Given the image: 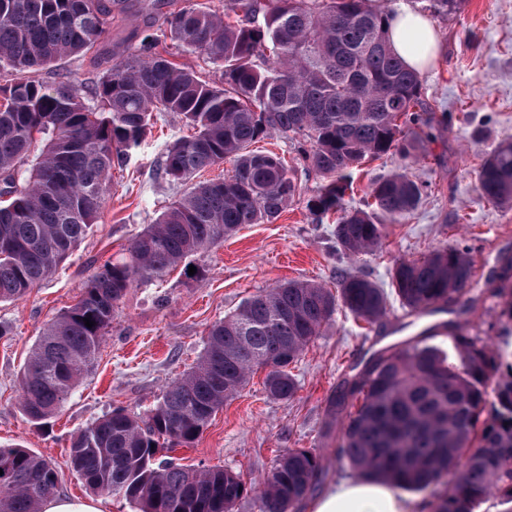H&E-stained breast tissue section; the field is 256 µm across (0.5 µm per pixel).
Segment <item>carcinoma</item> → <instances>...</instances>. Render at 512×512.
Instances as JSON below:
<instances>
[{"mask_svg":"<svg viewBox=\"0 0 512 512\" xmlns=\"http://www.w3.org/2000/svg\"><path fill=\"white\" fill-rule=\"evenodd\" d=\"M125 0H0V302L19 300L51 276L99 218L112 170L164 112L193 135L170 144L162 175L186 190L132 240L127 255L84 281L73 306L48 324L21 377V407L41 423L57 413L92 365L126 292L163 276L245 224L276 220L301 189L293 169L252 145L277 135L294 145L303 170L322 180L306 203L316 220L334 214L340 252H375L385 222L412 214L427 185L406 173L371 182L370 210L349 208L355 170L390 153L415 161L431 136L420 72L388 38L390 8L369 0H224L185 5L118 62L97 47ZM447 18L461 0H422ZM167 36L202 55L220 81H206L151 52ZM92 53L109 64L92 86L36 73ZM225 162L232 175L195 181ZM492 204L512 208V141L477 172ZM470 252L433 248L400 260L389 286L402 307L434 312L468 292ZM373 325L389 312L375 282L345 272L336 289L311 281L273 285L213 324L196 364L172 381L146 414L116 408L71 439L72 465L92 489L122 496L138 512H236L255 492L262 512H297L326 474L323 458L290 449L260 487L227 469L195 467L157 454L190 445L224 402L262 370L267 395L292 400V366L338 308ZM95 325L88 328L84 319ZM283 349L272 365L266 354ZM499 377L488 392L490 377ZM344 419L336 456L357 475L427 492L430 512H479L494 498L512 512V341L492 346L448 325V350L412 341L373 356L329 400ZM0 512H40L56 492L50 462L22 447L0 448Z\"/></svg>","mask_w":512,"mask_h":512,"instance_id":"1","label":"carcinoma"}]
</instances>
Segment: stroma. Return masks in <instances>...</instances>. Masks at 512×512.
Masks as SVG:
<instances>
[{"instance_id": "35a3bbf8", "label": "stroma", "mask_w": 512, "mask_h": 512, "mask_svg": "<svg viewBox=\"0 0 512 512\" xmlns=\"http://www.w3.org/2000/svg\"><path fill=\"white\" fill-rule=\"evenodd\" d=\"M145 7L144 0H128L117 17L105 39L114 56L125 53L131 33L146 23ZM434 25L444 57L426 71L423 99L435 117L449 115V126L433 129L420 161L389 155L367 163L346 196L349 207H366L371 180L396 171L428 183L414 213L387 223L376 254L352 261L340 253L331 219L315 222L306 209L318 179L299 175L301 195L277 220L244 225L163 279L129 289L82 384L47 424L31 423L20 406L19 382L42 329L76 302L93 271L121 257L133 236L183 192L157 168L166 147L189 130L174 114L155 119L127 167L113 171L100 218L72 255L24 298L0 303V448L32 450L55 464L59 494L92 498L70 465L72 436L113 408L141 414L152 407L196 363L209 327L258 290L292 280L332 288L344 270L360 271L385 288L396 261L422 258L443 245L469 247L476 261L472 286L447 312L419 317L394 297L387 317L370 327L337 312L296 364L293 400L270 398L262 374H255L193 444L175 451L185 463L224 467L258 483L284 451L309 449L326 461L318 486L324 492L355 476L336 457L340 427L330 422L328 400L366 351L402 344L445 321L498 343L505 334L503 301L492 290L512 263V209L483 196L477 171L500 142L512 140V0H463L456 15Z\"/></svg>"}]
</instances>
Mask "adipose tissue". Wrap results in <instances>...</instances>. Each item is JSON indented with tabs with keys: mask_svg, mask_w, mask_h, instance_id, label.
<instances>
[{
	"mask_svg": "<svg viewBox=\"0 0 512 512\" xmlns=\"http://www.w3.org/2000/svg\"><path fill=\"white\" fill-rule=\"evenodd\" d=\"M392 47L412 68L427 66V54L436 48L429 17L411 9H395L389 20ZM314 512H407V505L395 487L380 479L356 478L328 490L313 502Z\"/></svg>",
	"mask_w": 512,
	"mask_h": 512,
	"instance_id": "ef3b65f1",
	"label": "adipose tissue"
}]
</instances>
